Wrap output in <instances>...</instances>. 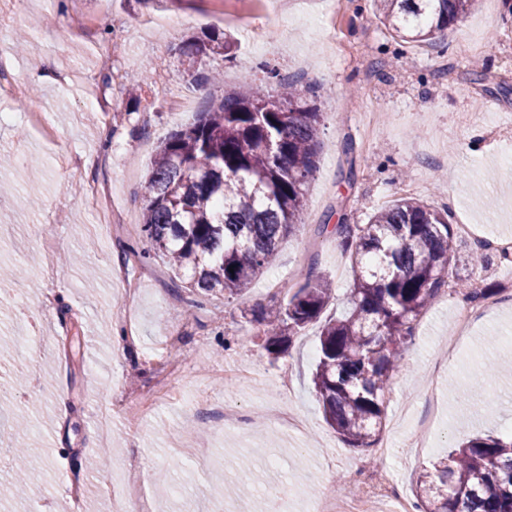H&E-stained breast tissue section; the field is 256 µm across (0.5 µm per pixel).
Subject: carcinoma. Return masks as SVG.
<instances>
[{"label": "carcinoma", "instance_id": "cac0c4a2", "mask_svg": "<svg viewBox=\"0 0 512 512\" xmlns=\"http://www.w3.org/2000/svg\"><path fill=\"white\" fill-rule=\"evenodd\" d=\"M383 24L405 41L432 44L473 0H376ZM229 39L191 36L177 47L193 81L201 60ZM282 92L226 89L158 148L144 186L142 227L190 292L240 295L301 225L305 188L321 150L315 88L272 73ZM349 253L351 307L325 322L313 383L327 422L359 450L374 447L385 396L413 322L448 284L454 256L448 208L401 198L367 224L322 225ZM234 271H229V267ZM287 303L254 318L272 347L317 321L333 296L318 276ZM418 512H512V437L468 440L417 480Z\"/></svg>", "mask_w": 512, "mask_h": 512}]
</instances>
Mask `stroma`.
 Wrapping results in <instances>:
<instances>
[{"label": "stroma", "instance_id": "35a3bbf8", "mask_svg": "<svg viewBox=\"0 0 512 512\" xmlns=\"http://www.w3.org/2000/svg\"><path fill=\"white\" fill-rule=\"evenodd\" d=\"M83 30L66 35L65 23ZM11 49L0 94V512H115L129 471L144 477L151 512H218L227 487L242 512H266L264 486H288V512H307L321 489L359 485L361 468L388 472L414 497L419 475L472 436L512 433V258L448 276L480 280L489 297L470 304L440 293L419 315L386 394L388 457L349 447L328 425L312 382L320 325L275 356L250 334L243 311L283 304L275 278L324 276L335 295L322 317L349 305L351 260L329 225L367 223L379 208L415 197L447 207L451 224L512 238V5L474 0L436 44L406 43L378 17L374 0H296L287 23L257 0H0ZM230 34V57L202 60L223 87L192 85L176 48L191 33ZM111 47L122 80L103 84ZM52 61L59 84L34 87L30 71ZM311 67L319 87L318 168L303 224L272 265L239 296L198 294L158 256L142 231L143 187L161 141L190 123L224 88L276 86ZM194 111L176 109L179 98ZM506 134L491 137L488 121ZM43 164L40 179L30 161ZM353 172L345 180V172ZM110 191L117 222L101 226L84 191ZM35 206H28V199ZM125 332L117 349L114 330ZM39 373L37 389L13 388ZM243 420L225 430L220 410ZM429 419L427 446L413 453L414 424ZM27 448L25 460L11 450Z\"/></svg>", "mask_w": 512, "mask_h": 512}]
</instances>
